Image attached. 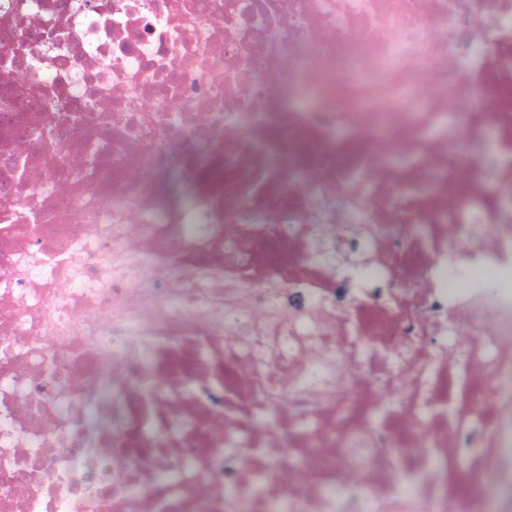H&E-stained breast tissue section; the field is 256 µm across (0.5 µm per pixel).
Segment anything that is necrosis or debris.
<instances>
[{"instance_id":"1","label":"necrosis or debris","mask_w":512,"mask_h":512,"mask_svg":"<svg viewBox=\"0 0 512 512\" xmlns=\"http://www.w3.org/2000/svg\"><path fill=\"white\" fill-rule=\"evenodd\" d=\"M0 512H512V0H0ZM345 253L336 255L328 265L334 270L337 279L346 282L350 288H355L354 300L361 297L365 290L373 288V284L366 279L367 267L373 259V255L368 250L357 249L349 250Z\"/></svg>"}]
</instances>
